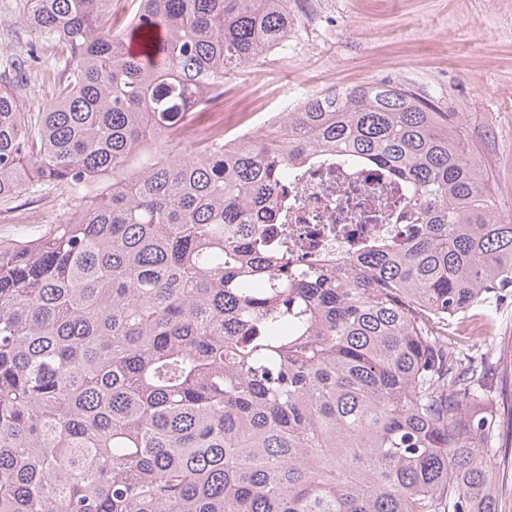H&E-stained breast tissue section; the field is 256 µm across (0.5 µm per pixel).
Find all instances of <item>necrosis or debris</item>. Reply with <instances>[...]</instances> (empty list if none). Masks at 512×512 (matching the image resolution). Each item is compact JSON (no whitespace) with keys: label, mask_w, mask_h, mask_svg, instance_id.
Segmentation results:
<instances>
[{"label":"necrosis or debris","mask_w":512,"mask_h":512,"mask_svg":"<svg viewBox=\"0 0 512 512\" xmlns=\"http://www.w3.org/2000/svg\"><path fill=\"white\" fill-rule=\"evenodd\" d=\"M407 191L386 168H363L323 151L295 165L288 180V210L271 245L311 266L356 255L377 240L401 246L417 231L404 215Z\"/></svg>","instance_id":"obj_1"}]
</instances>
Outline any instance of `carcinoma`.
Listing matches in <instances>:
<instances>
[{"mask_svg":"<svg viewBox=\"0 0 512 512\" xmlns=\"http://www.w3.org/2000/svg\"><path fill=\"white\" fill-rule=\"evenodd\" d=\"M288 2L130 0L122 31L112 0H25L62 62L43 112L21 104L39 57L0 62V203H78L0 240V512H503L500 357L448 331L512 288V219L452 113L379 81L273 136L176 134L186 99L288 41ZM321 150L397 173L421 232L290 267L258 216Z\"/></svg>","mask_w":512,"mask_h":512,"instance_id":"obj_1","label":"carcinoma"}]
</instances>
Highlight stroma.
<instances>
[{
	"label": "stroma",
	"instance_id": "1",
	"mask_svg": "<svg viewBox=\"0 0 512 512\" xmlns=\"http://www.w3.org/2000/svg\"><path fill=\"white\" fill-rule=\"evenodd\" d=\"M297 24L284 47L243 66L221 110L232 127L286 111L329 86L396 80L410 84L466 128L491 172V195L512 217V0H291ZM35 53L53 63L56 48L24 22L23 0H0V53ZM71 198L47 193L0 204V240L20 236V211L61 224Z\"/></svg>",
	"mask_w": 512,
	"mask_h": 512
}]
</instances>
